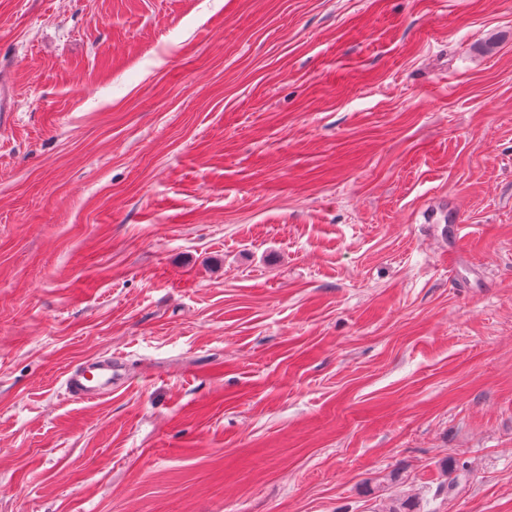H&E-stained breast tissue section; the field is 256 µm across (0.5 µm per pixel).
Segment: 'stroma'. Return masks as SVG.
I'll list each match as a JSON object with an SVG mask.
<instances>
[{"label":"stroma","mask_w":512,"mask_h":512,"mask_svg":"<svg viewBox=\"0 0 512 512\" xmlns=\"http://www.w3.org/2000/svg\"><path fill=\"white\" fill-rule=\"evenodd\" d=\"M0 68V512H512V0H0ZM124 380L121 363L110 356L87 360L69 370L63 384L70 398L78 401L100 399L112 393V387Z\"/></svg>","instance_id":"obj_1"}]
</instances>
